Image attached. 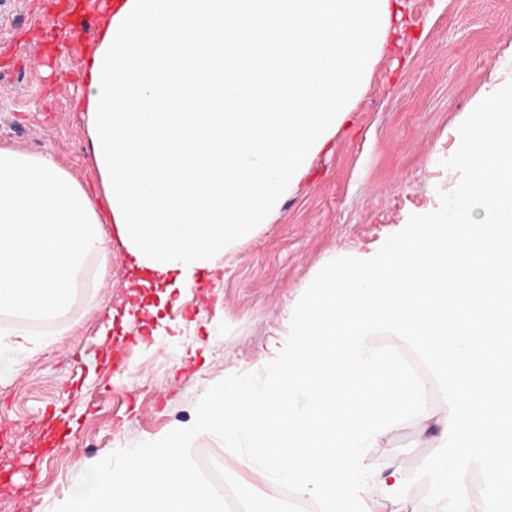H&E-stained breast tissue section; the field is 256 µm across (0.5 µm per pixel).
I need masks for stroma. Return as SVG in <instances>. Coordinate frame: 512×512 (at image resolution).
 <instances>
[{"label": "stroma", "instance_id": "obj_1", "mask_svg": "<svg viewBox=\"0 0 512 512\" xmlns=\"http://www.w3.org/2000/svg\"><path fill=\"white\" fill-rule=\"evenodd\" d=\"M83 2L82 30L61 38L53 22L68 0H0V148L49 157L98 202L89 130L75 109L82 46L99 23L93 0ZM402 14L351 126L316 159L310 182L222 267L161 304L160 317L180 325L177 337L143 328V307L158 302V290L142 286L116 242L96 285L79 289L52 327L50 345L0 380V440L16 462V488L0 490V512H53L79 464L192 422L209 387L263 371L270 341L287 332L289 306L330 256L383 245L456 188L442 165L455 126L485 85L512 77V0H403ZM436 436L404 424L366 463L413 473ZM193 454L210 478L223 470L259 494L281 495L211 438H195Z\"/></svg>", "mask_w": 512, "mask_h": 512}]
</instances>
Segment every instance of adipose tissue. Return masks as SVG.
Here are the masks:
<instances>
[{
	"label": "adipose tissue",
	"instance_id": "1",
	"mask_svg": "<svg viewBox=\"0 0 512 512\" xmlns=\"http://www.w3.org/2000/svg\"><path fill=\"white\" fill-rule=\"evenodd\" d=\"M398 0H108L78 100L104 209L44 156L0 148V315L59 316L120 242L192 287L267 223L350 125ZM39 347L0 339V378Z\"/></svg>",
	"mask_w": 512,
	"mask_h": 512
}]
</instances>
